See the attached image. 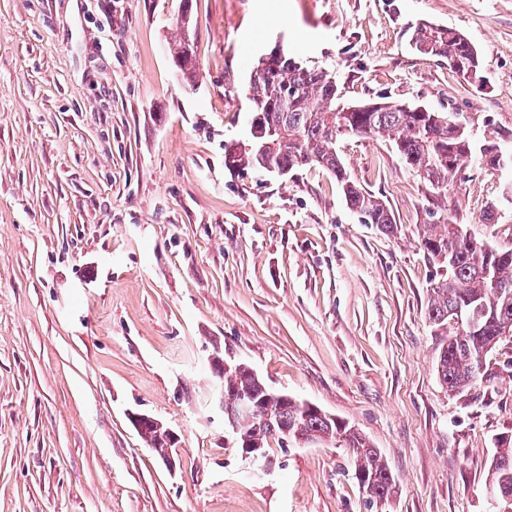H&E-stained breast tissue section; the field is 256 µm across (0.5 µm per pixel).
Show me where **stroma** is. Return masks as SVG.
<instances>
[{"instance_id": "1", "label": "stroma", "mask_w": 512, "mask_h": 512, "mask_svg": "<svg viewBox=\"0 0 512 512\" xmlns=\"http://www.w3.org/2000/svg\"><path fill=\"white\" fill-rule=\"evenodd\" d=\"M178 5L0 0V512H492L512 347L489 354V381L446 391L421 235L451 217L504 246L512 168L476 158L443 191L384 138H340L395 215L387 235L326 171H231L224 147L249 135L230 82L278 46L350 100L457 112L475 147L511 148L512 0H194L191 89L168 50ZM422 20L468 36L481 83L410 47ZM224 357L355 427L392 501L370 504L328 442L246 460L224 427ZM134 413L176 433L175 469Z\"/></svg>"}]
</instances>
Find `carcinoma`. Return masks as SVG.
Instances as JSON below:
<instances>
[{
	"label": "carcinoma",
	"mask_w": 512,
	"mask_h": 512,
	"mask_svg": "<svg viewBox=\"0 0 512 512\" xmlns=\"http://www.w3.org/2000/svg\"><path fill=\"white\" fill-rule=\"evenodd\" d=\"M414 48L448 62L463 77L480 81L481 60L475 45L456 29L419 22L411 37ZM241 93L250 104V127L265 131L262 154L231 143L224 163L234 170H281L294 173L306 167L329 172L339 185L348 208L366 224L383 232L396 227L382 198L364 189L348 173L336 151L345 136H386L396 152L432 187L446 189L468 166L473 144L466 125L452 112H440L400 100H346L344 85L333 71L309 66L282 51L267 61L259 57ZM421 245L441 268L428 289L427 315L437 328L462 312L471 323L455 328L440 344L436 371L442 386L461 393L490 377L487 356L512 334V245L489 248L472 239L462 224H429ZM227 405L243 396L259 405L257 417L238 418L230 425L236 447L267 448L272 440L298 445L297 437L331 442L350 450L354 475L370 502L378 504L396 492L391 470L364 436L348 423L310 410L305 403L285 401L246 366L220 374ZM140 437L163 457L172 452L165 429L142 422ZM491 462L489 490L512 497V437L497 442Z\"/></svg>",
	"instance_id": "carcinoma-1"
}]
</instances>
